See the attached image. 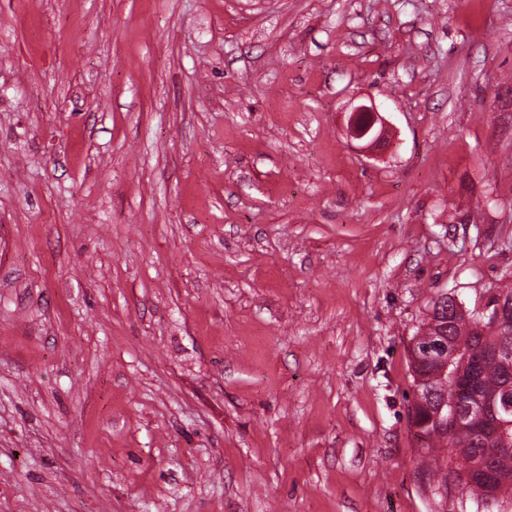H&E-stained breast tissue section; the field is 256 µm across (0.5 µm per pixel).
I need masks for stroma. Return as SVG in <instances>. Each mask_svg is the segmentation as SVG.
Here are the masks:
<instances>
[{
    "label": "stroma",
    "mask_w": 512,
    "mask_h": 512,
    "mask_svg": "<svg viewBox=\"0 0 512 512\" xmlns=\"http://www.w3.org/2000/svg\"><path fill=\"white\" fill-rule=\"evenodd\" d=\"M510 272L512 0H0V512H458L408 348ZM381 112L371 99L352 106L346 127L348 136L353 140L365 142L367 147L377 146L384 138V129L388 125Z\"/></svg>",
    "instance_id": "1"
}]
</instances>
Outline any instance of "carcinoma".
Instances as JSON below:
<instances>
[{
	"instance_id": "cac0c4a2",
	"label": "carcinoma",
	"mask_w": 512,
	"mask_h": 512,
	"mask_svg": "<svg viewBox=\"0 0 512 512\" xmlns=\"http://www.w3.org/2000/svg\"><path fill=\"white\" fill-rule=\"evenodd\" d=\"M432 337L448 340V360L425 361L409 354L413 401L408 423L420 441L421 457L434 462L418 469V481L436 498L448 483L457 485L468 494L461 512H501L512 501V414L492 413L481 427L462 421L452 439L448 431L453 421L441 405L456 391L462 401L478 407L512 389V321L493 327L476 310L466 313L442 293L432 300L413 337L414 349L422 350ZM484 469L500 478L478 495L470 479Z\"/></svg>"
}]
</instances>
